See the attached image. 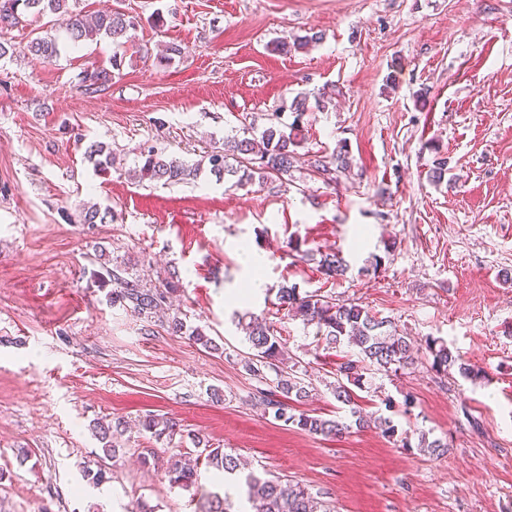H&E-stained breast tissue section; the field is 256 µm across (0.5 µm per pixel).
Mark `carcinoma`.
<instances>
[{
	"label": "carcinoma",
	"mask_w": 512,
	"mask_h": 512,
	"mask_svg": "<svg viewBox=\"0 0 512 512\" xmlns=\"http://www.w3.org/2000/svg\"><path fill=\"white\" fill-rule=\"evenodd\" d=\"M56 15L60 17L65 41L50 33L31 39L29 50L42 59L51 60L61 54L67 46L77 47L86 42L109 39L122 46L130 42V31L136 27V19L119 10L99 13L92 19L69 8L68 0H0V22L14 25L16 16ZM123 58L112 59V68L85 69L79 74L78 87L81 91L94 94L105 91L112 83V71L120 69ZM329 101L321 96L309 99L297 96L291 104L292 121L287 123L277 113L269 119L259 135L240 138H224L223 150L207 156L209 171L220 177L234 176L243 172L246 179L258 177L265 180L271 176L279 179L292 176L302 155L298 149L305 143L304 123L309 112L323 111ZM436 157L432 161L429 178L435 183L445 179L448 173V157L441 154L439 147H433ZM87 159L99 172H108L114 166L109 147L99 141L90 143L85 151ZM141 161L128 171L130 179L137 183L161 182L174 185L193 181L201 174L203 163L188 165L183 160L168 155L155 147H145L140 152ZM352 155L345 141L338 143L329 155L313 154L307 159L310 170L325 182H334L337 175L350 170ZM317 271L326 281H335L346 275L348 265L338 252H325L315 260ZM104 284L111 286L107 302L125 310H132L145 321L150 322L163 306L170 302L180 290L179 280L172 277L161 284L149 287L130 272L129 268L114 265L105 268L101 275ZM278 309L300 318L304 323L316 326V335L325 346L331 348L346 344L355 348L353 354L336 364V383L332 387L336 402L346 407L354 424L363 428L373 425L384 437L391 438L397 432L396 425L389 417L368 418L354 401V389H360L368 374L398 373L414 364L415 355L411 339L397 329L394 323L373 313L356 300L335 302V299L315 291H300L297 285H283L277 292ZM164 327L176 336L189 335L209 349L217 345L205 338L204 332L195 328L187 330L184 319L175 309L165 317ZM246 339L251 353L244 359L243 367L260 383L267 381L266 371L275 373L274 386L259 388L254 400L284 425L295 426L313 435H338L350 428L344 418H323L305 412L294 413L292 403H299L309 397V385L299 376L302 361L287 362L281 337L276 335L274 325L268 318L251 316L245 326ZM421 348L431 357L430 368L446 376L454 369L464 379L474 381L480 371L461 355L453 354L448 345L439 338L427 337ZM142 429L151 433L156 440H170L179 430V424L166 417L153 414L141 421ZM94 430L103 443L102 451L112 457L114 439L123 434L124 424L97 421ZM417 448L431 455L440 456L448 451V443L440 439H429L428 434L418 433ZM207 464L220 469L226 475H233L239 467L238 458L219 448H206ZM198 464L175 463L169 470V482L174 487L189 488L198 483ZM247 512H327L317 499L298 482L283 479H266L253 473L245 478ZM206 506L202 512H231L229 494L204 495Z\"/></svg>",
	"instance_id": "carcinoma-1"
}]
</instances>
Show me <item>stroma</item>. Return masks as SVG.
<instances>
[{
    "label": "stroma",
    "mask_w": 512,
    "mask_h": 512,
    "mask_svg": "<svg viewBox=\"0 0 512 512\" xmlns=\"http://www.w3.org/2000/svg\"><path fill=\"white\" fill-rule=\"evenodd\" d=\"M74 10L136 17L134 42L104 39L32 56L31 38L58 30L28 16L0 31V512H199L223 492L220 472L171 486L192 437L235 453L248 470L301 483L331 512H512V0H75ZM320 33L308 50H271ZM183 57L160 63L162 45ZM125 63L110 87L81 93L78 74ZM332 102L308 115L307 149L348 141L338 183L307 169L291 180L237 185H138L127 172L154 144L188 162L244 127L288 111L299 93ZM116 164L95 172L91 142ZM437 143L449 157L429 179ZM110 211L82 221L84 206ZM336 251L349 271L326 281L288 247ZM393 249H386L387 241ZM103 257H96V249ZM131 263L144 281L178 275L180 310L215 342L207 349L110 306L103 265ZM356 299L412 341L433 336L481 371L432 372L426 357L367 377L364 414L400 435L448 442L436 457L374 429L325 438L257 407L244 369L241 315L273 321L313 385L301 411L326 418L344 349L316 347V329L277 310L280 285ZM175 419L156 440L144 416ZM121 419L110 482L94 485L96 421ZM31 458L20 462V450Z\"/></svg>",
    "instance_id": "obj_1"
}]
</instances>
